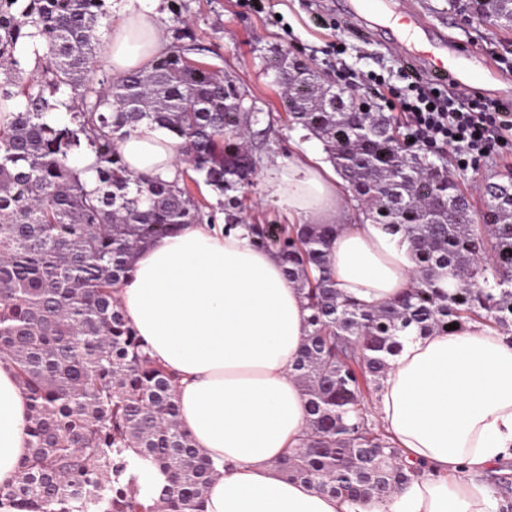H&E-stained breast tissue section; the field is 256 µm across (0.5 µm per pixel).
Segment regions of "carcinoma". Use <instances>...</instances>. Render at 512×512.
Listing matches in <instances>:
<instances>
[{
	"mask_svg": "<svg viewBox=\"0 0 512 512\" xmlns=\"http://www.w3.org/2000/svg\"><path fill=\"white\" fill-rule=\"evenodd\" d=\"M475 3L483 21L512 14V0ZM109 17V0H0V361L29 406V455L0 485V508L15 512H198L215 474L181 427L173 375L112 291L150 242L215 222L189 183L224 196V223H243L235 192L257 159L238 140L261 118L238 111L245 94L221 72L192 62L184 27L138 70L99 67ZM268 69L287 86L289 122L323 143L362 213L407 240L416 263L402 297L364 309L334 287L336 226L245 225L312 311L292 365L303 438L276 468L337 498H386L419 469L402 462L365 392L407 336L476 320L512 327V177L486 185L478 225L468 190L427 153H404L392 117L286 53ZM144 123L183 140L188 169L172 180L128 169L118 142ZM87 154L90 167L78 162ZM129 448L167 475L149 503L127 475Z\"/></svg>",
	"mask_w": 512,
	"mask_h": 512,
	"instance_id": "obj_1",
	"label": "carcinoma"
}]
</instances>
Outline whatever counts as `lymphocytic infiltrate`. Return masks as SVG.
Returning <instances> with one entry per match:
<instances>
[{"instance_id":"f902f5d3","label":"lymphocytic infiltrate","mask_w":512,"mask_h":512,"mask_svg":"<svg viewBox=\"0 0 512 512\" xmlns=\"http://www.w3.org/2000/svg\"><path fill=\"white\" fill-rule=\"evenodd\" d=\"M401 76L407 86L397 98L398 110L405 116L408 137L449 146L459 161L480 159L494 147L512 143L511 105L467 89L441 90L438 82L407 64Z\"/></svg>"}]
</instances>
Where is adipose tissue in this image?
<instances>
[{
  "instance_id": "1",
  "label": "adipose tissue",
  "mask_w": 512,
  "mask_h": 512,
  "mask_svg": "<svg viewBox=\"0 0 512 512\" xmlns=\"http://www.w3.org/2000/svg\"><path fill=\"white\" fill-rule=\"evenodd\" d=\"M164 44L147 13L123 14L112 30L113 73L142 67ZM181 145L143 125L119 151L134 174L171 179ZM262 187L306 222L335 225L329 268L345 297L371 308L411 287L409 244L371 221L346 222V184L312 154L271 167ZM113 296L150 357L177 376L180 424L214 463L202 512H498L478 480L512 460V343L497 329L470 322L412 336L389 357L374 409L405 464L425 472L386 500L351 503L275 467L305 428L290 367L311 315L276 254L244 228L187 224L141 250ZM28 413L13 369L0 363V484L18 478L29 453Z\"/></svg>"
}]
</instances>
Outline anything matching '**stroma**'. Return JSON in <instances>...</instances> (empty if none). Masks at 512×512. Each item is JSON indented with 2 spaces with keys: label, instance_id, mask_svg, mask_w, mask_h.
Returning a JSON list of instances; mask_svg holds the SVG:
<instances>
[{
  "label": "stroma",
  "instance_id": "stroma-1",
  "mask_svg": "<svg viewBox=\"0 0 512 512\" xmlns=\"http://www.w3.org/2000/svg\"><path fill=\"white\" fill-rule=\"evenodd\" d=\"M343 0H160L154 19L169 28L174 18L171 7L179 5L182 20L195 36L193 60L222 71L245 91L262 111L263 121L254 126L253 153L259 157L260 171L246 186L243 218L250 224H297L301 218L287 204L266 199L262 172L277 164H287L297 152L310 151L320 161L328 155L321 141L289 124L283 107V92L265 60L278 51L311 64L325 82L337 80L324 50L332 36L342 41V58L362 79L378 77L388 86L404 85L398 71L402 60L399 43L386 33L385 21H378L369 34L359 37L344 17ZM410 4L421 25L437 28L448 43V51L479 59L476 75H483V64L500 56L494 69L503 80L512 81V25L483 22L473 18L470 0H392L394 7ZM431 159L446 166L449 175L481 199L485 183L512 174V147L494 149L487 157L469 165L453 163L449 148L436 146Z\"/></svg>",
  "mask_w": 512,
  "mask_h": 512
}]
</instances>
